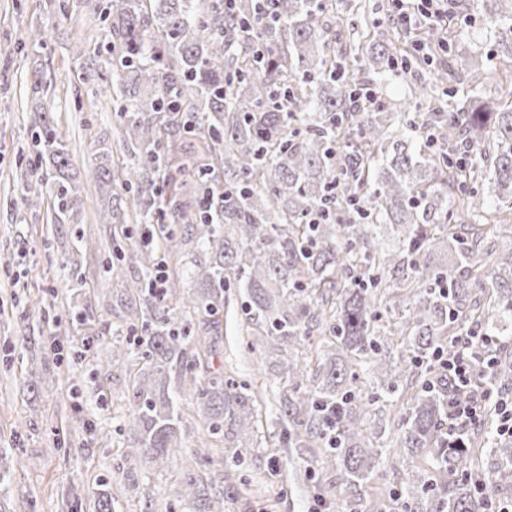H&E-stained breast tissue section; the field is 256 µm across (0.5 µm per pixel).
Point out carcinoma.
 <instances>
[{"label": "carcinoma", "instance_id": "obj_1", "mask_svg": "<svg viewBox=\"0 0 512 512\" xmlns=\"http://www.w3.org/2000/svg\"><path fill=\"white\" fill-rule=\"evenodd\" d=\"M107 22L111 58L104 93L117 104L127 162L109 170L91 156L98 185L109 188L111 220L157 224L167 251L192 244V295L167 277L153 288L157 252L143 244L122 262L142 276L129 283L128 325L142 328L141 368L133 381L126 455L155 468L180 448L181 411L169 373L191 378L205 427L176 486L192 512H214L202 466L215 436L224 466L253 447L260 392L224 372L199 373L209 336L219 329L224 292L236 281L246 297L245 332L308 345L281 355L279 407L290 448H320L336 490L318 489L336 512H369L366 489L380 465L401 474L378 512H489L512 492V441L495 431L494 408L450 447L453 380L439 363L458 338L480 326L498 339L484 384L512 391V249L489 235L512 214V70L500 94L482 97L486 58L469 55L455 97V60L468 35L448 42L434 67L418 42L443 36L405 33L389 19L336 22L345 0H87ZM512 57V0H467ZM83 79L99 78V49L72 47ZM428 78L411 87L416 109L394 108L379 92L396 68ZM50 85L31 80L37 164L20 171L23 202L50 198L60 224L83 223L82 187L69 173L66 137L51 127ZM186 138L203 151L187 156ZM191 183L193 199H183ZM398 246L384 250L386 234ZM415 379L383 446L370 410L393 403ZM473 448L488 467L468 465Z\"/></svg>", "mask_w": 512, "mask_h": 512}]
</instances>
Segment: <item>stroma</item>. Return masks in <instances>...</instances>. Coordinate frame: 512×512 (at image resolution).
<instances>
[{
	"label": "stroma",
	"mask_w": 512,
	"mask_h": 512,
	"mask_svg": "<svg viewBox=\"0 0 512 512\" xmlns=\"http://www.w3.org/2000/svg\"><path fill=\"white\" fill-rule=\"evenodd\" d=\"M31 25L46 27L44 48L18 50ZM79 37L99 48L110 38L106 23L89 20L80 0H0V512H96L104 494L113 512H188L174 488L191 462L202 417L180 372L170 373L181 398L179 452L155 469L125 455L139 363L115 365L110 354L138 334L125 325L129 300L111 268L138 242L140 228L104 223L108 196L88 176L91 153L103 152L105 165L116 168L126 156L111 100L82 80L83 63L71 51ZM37 68L47 73L53 117L84 188L80 224H55L49 208L14 209L3 201L21 198L15 173L35 160L25 98ZM72 254L77 263L66 266ZM81 311L91 320L77 321ZM239 314L234 304L221 317L212 363L263 388L266 410L237 474L226 475L224 450L215 448L203 469L208 487L235 488L241 505L233 512H314L317 489L335 488L336 474L319 470L309 449L285 447L275 411L274 343L243 337ZM249 341L265 357L263 369L245 353Z\"/></svg>",
	"instance_id": "stroma-1"
}]
</instances>
